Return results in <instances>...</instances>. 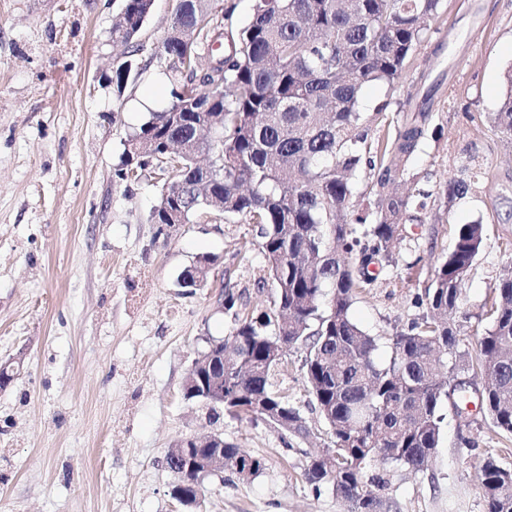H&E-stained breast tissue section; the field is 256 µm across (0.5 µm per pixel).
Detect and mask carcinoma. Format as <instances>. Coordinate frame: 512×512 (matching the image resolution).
<instances>
[{
    "label": "carcinoma",
    "mask_w": 512,
    "mask_h": 512,
    "mask_svg": "<svg viewBox=\"0 0 512 512\" xmlns=\"http://www.w3.org/2000/svg\"><path fill=\"white\" fill-rule=\"evenodd\" d=\"M153 0H125L112 39L140 51L137 35ZM440 0H255L249 23L233 26L212 16L210 0H185L161 46L172 101L151 113L127 141L121 176L139 162L175 151L180 169L170 195L151 212L157 224H180L200 211L258 226V248L275 284L273 309L259 320L235 316L224 337L231 365L204 371L224 375V411L233 416L276 415L288 436L309 428L300 409L275 381L288 351H306L302 369L309 394L332 441L320 464L304 470L315 491L331 488L345 512H389L364 489L375 460L430 470L439 446L448 382L476 361L483 405L494 424L512 435V271L499 277L487 307L489 327L477 354L459 349L454 315L461 287L480 252L485 228L462 224L454 249L437 261L421 302L426 313L391 337L384 360L378 344L353 319L356 296L394 260L410 211L428 195L399 193L409 160L426 137L433 90L417 112L404 115L394 135L374 143L391 102L363 111V89L392 84L424 42ZM129 60L117 61L112 82L122 88ZM490 120L512 144V69ZM378 170L373 206L350 205L354 180ZM471 181L450 179L448 202ZM255 477L262 461L224 444V469ZM485 512H512V469L489 457L480 466Z\"/></svg>",
    "instance_id": "carcinoma-1"
}]
</instances>
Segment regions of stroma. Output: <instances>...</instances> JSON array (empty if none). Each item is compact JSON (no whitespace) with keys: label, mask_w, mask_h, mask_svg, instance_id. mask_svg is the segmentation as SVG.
Listing matches in <instances>:
<instances>
[{"label":"stroma","mask_w":512,"mask_h":512,"mask_svg":"<svg viewBox=\"0 0 512 512\" xmlns=\"http://www.w3.org/2000/svg\"><path fill=\"white\" fill-rule=\"evenodd\" d=\"M124 0H0V361L24 369L0 390V512H187L171 495L165 456L182 438L223 433L260 457L248 480L206 479L197 512H344L330 488L313 492L303 472L330 440L291 349L278 387L298 405L307 439L186 399L182 384L206 338L221 339L235 315L270 310V283L253 224L199 213L171 236L151 220L161 190L152 170L119 179L130 135L171 102L158 54L176 0H154L141 51L123 89L112 84L120 49L112 25ZM512 67V0H441L421 47L391 85L365 87L363 106L391 102L390 118L417 111L436 87L431 130L406 164L427 193L407 222L395 263L358 295L351 313L385 357L393 334L423 314L416 302L430 269L454 247L459 225L485 227L462 287V348H475L485 303L512 267V145L487 120ZM479 172L469 193L446 203L448 179ZM214 259L239 297L223 311L215 289L182 288L180 274ZM453 403L432 467L424 473L375 461L391 512H484L479 464L512 467V436L479 400Z\"/></svg>","instance_id":"35a3bbf8"}]
</instances>
